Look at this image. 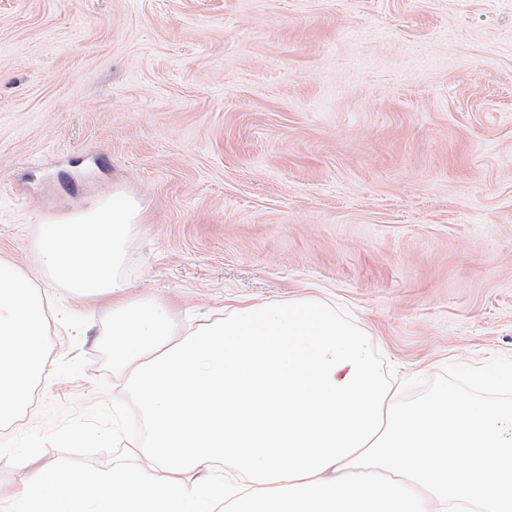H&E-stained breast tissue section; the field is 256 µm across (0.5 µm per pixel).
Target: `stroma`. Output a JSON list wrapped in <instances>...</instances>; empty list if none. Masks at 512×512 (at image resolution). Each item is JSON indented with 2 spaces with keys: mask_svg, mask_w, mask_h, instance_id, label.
I'll use <instances>...</instances> for the list:
<instances>
[{
  "mask_svg": "<svg viewBox=\"0 0 512 512\" xmlns=\"http://www.w3.org/2000/svg\"><path fill=\"white\" fill-rule=\"evenodd\" d=\"M116 193L143 206L126 298L175 338L319 300L413 379L512 357V0H0V258L52 301L0 441L126 396L111 298L34 262L39 225ZM59 457H0V499Z\"/></svg>",
  "mask_w": 512,
  "mask_h": 512,
  "instance_id": "1",
  "label": "stroma"
}]
</instances>
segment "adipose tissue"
I'll list each match as a JSON object with an SVG mask.
<instances>
[{
  "mask_svg": "<svg viewBox=\"0 0 512 512\" xmlns=\"http://www.w3.org/2000/svg\"><path fill=\"white\" fill-rule=\"evenodd\" d=\"M50 313L48 296L31 276L0 260V427L26 413L37 381L47 376Z\"/></svg>",
  "mask_w": 512,
  "mask_h": 512,
  "instance_id": "1",
  "label": "adipose tissue"
}]
</instances>
